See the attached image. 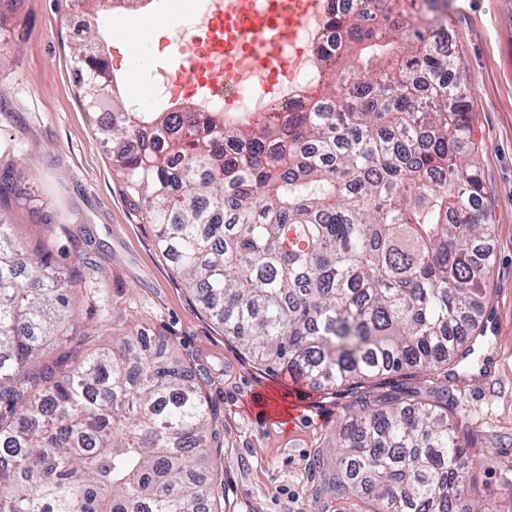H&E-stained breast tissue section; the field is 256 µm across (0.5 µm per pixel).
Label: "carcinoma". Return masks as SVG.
<instances>
[{
    "mask_svg": "<svg viewBox=\"0 0 512 512\" xmlns=\"http://www.w3.org/2000/svg\"><path fill=\"white\" fill-rule=\"evenodd\" d=\"M331 8L320 62L350 60L307 112L252 124L194 108L130 112L92 28L75 48L82 98L130 204L209 315L258 364L361 393L327 490L361 512H451L468 448L452 387L400 373L472 365L491 225L470 106L447 24L407 0ZM0 219V512H223L215 413L174 352L128 334L61 379L26 375L54 337L81 334L83 282ZM403 382H405L408 389L422 392L439 389L448 383L443 374L429 375L423 372L413 373L411 376L406 377Z\"/></svg>",
    "mask_w": 512,
    "mask_h": 512,
    "instance_id": "cac0c4a2",
    "label": "carcinoma"
}]
</instances>
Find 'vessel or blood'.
<instances>
[{
	"label": "vessel or blood",
	"mask_w": 512,
	"mask_h": 512,
	"mask_svg": "<svg viewBox=\"0 0 512 512\" xmlns=\"http://www.w3.org/2000/svg\"><path fill=\"white\" fill-rule=\"evenodd\" d=\"M312 6L313 0H231L183 47L180 93L233 98L237 69L246 64L263 75L262 92L274 94Z\"/></svg>",
	"instance_id": "vessel-or-blood-1"
}]
</instances>
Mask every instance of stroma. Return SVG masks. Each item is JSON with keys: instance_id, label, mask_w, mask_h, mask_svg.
Masks as SVG:
<instances>
[{"instance_id": "1", "label": "stroma", "mask_w": 512, "mask_h": 512, "mask_svg": "<svg viewBox=\"0 0 512 512\" xmlns=\"http://www.w3.org/2000/svg\"><path fill=\"white\" fill-rule=\"evenodd\" d=\"M170 32L155 36L154 6L107 15L103 56L132 112L159 111L148 89L159 67L177 74L174 35L189 32L196 0H166ZM448 36L472 106L471 140L483 185L481 208L492 226L484 312L494 328L482 351L487 374L458 382L456 423L471 450L479 495L498 512L512 502V0H446ZM72 0H0V168L21 190L0 195V215L19 238H51L48 259L66 269L88 264L75 291L83 337L44 344L37 369L56 377L91 351L129 332L175 347L217 413L223 452L224 512H359L353 499L325 496L319 460H334L336 433L352 399L306 383L303 416L264 419L255 393L287 400V372L254 364L224 335L156 244L155 225L130 205L110 149L93 130L78 93L72 47L88 15L72 18ZM142 87L131 96L130 85Z\"/></svg>"}]
</instances>
